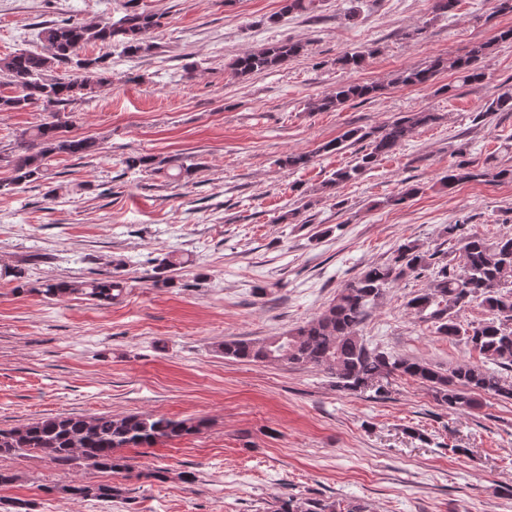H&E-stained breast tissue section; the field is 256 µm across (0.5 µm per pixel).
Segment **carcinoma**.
I'll return each mask as SVG.
<instances>
[{
	"mask_svg": "<svg viewBox=\"0 0 512 512\" xmlns=\"http://www.w3.org/2000/svg\"><path fill=\"white\" fill-rule=\"evenodd\" d=\"M280 14L268 17L276 24L279 16L291 13H311L317 0H282ZM162 15L131 10L120 18L119 33H114L110 21L85 24L70 19L53 22L41 31L48 52L23 50L0 59V75L6 83L19 89L14 96H0V110H25L40 107L53 112L92 92L93 86L111 81L105 57L82 55L84 46L98 42L103 46L118 45L124 53L137 56L148 53L152 44L150 32L161 26ZM487 46L475 45L464 54L436 57L422 67L401 71L396 81L403 86H426L442 69L457 75L462 83L483 79L477 61L485 55ZM305 51L299 41L277 42L258 50L246 51L235 58L233 70L240 76L273 69ZM379 88L371 84L349 82L336 91L308 103V110L320 112L337 109L349 101L369 100ZM493 112H512V88L499 93L477 118ZM435 112H414L382 127L352 128L321 150L339 152L345 143H367V149L355 164L341 167L325 187L334 190L341 184L358 178L385 157L395 154L411 132L436 123ZM98 150L90 137L66 135L58 120L44 122L34 128L30 138L21 145L18 154L0 156L12 170V176L0 179V195H9L23 184L36 182L44 176L47 160L58 154L89 156ZM170 159L140 155L126 159L129 169L144 168L158 172ZM512 180V168L495 173L482 170L473 161H460L448 172L446 186L484 181ZM462 225L445 228L448 239L459 244L460 263L456 267L444 264L433 272L423 292L412 296L406 307L423 319L437 324L438 333L452 337L463 335L466 343L485 359L497 365L462 363L448 372L421 359L406 357L371 348L359 334L360 327L370 317L378 299L400 277L419 273L432 265L433 254L413 240L402 242L392 257L382 264L368 266L350 280L316 318L288 332L262 340L227 336L217 350L224 357L248 363H284L310 366L329 371L342 391L375 395L385 394L382 379L392 376L409 377L427 386L438 404L453 411H469L476 407L477 396L490 394L512 399V381L504 378L499 368L512 370V234H504L490 242L477 234H461ZM186 261L169 253L153 268L155 286L167 287L173 278L169 272L182 268ZM118 275L104 274L99 278L78 281L58 280L44 284L47 298L82 295L99 305H110L122 294ZM479 301L492 312L489 321L461 330L459 312L468 304ZM207 421L174 419L164 415H117L102 413L92 417L64 416L30 422L21 426L0 428V456L27 457L40 454L58 466L69 467L85 463L88 468L103 472H119L128 468L123 448L151 447L158 442L175 441L198 434ZM74 499L109 501L122 496V489L108 483H72L46 488ZM271 512H365L359 504L342 503L318 498L279 499Z\"/></svg>",
	"mask_w": 512,
	"mask_h": 512,
	"instance_id": "1",
	"label": "carcinoma"
}]
</instances>
